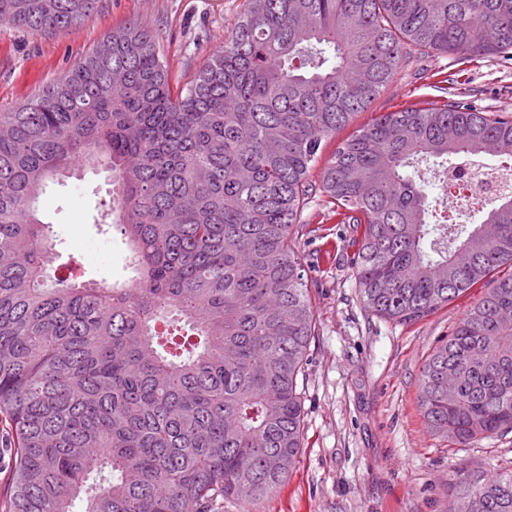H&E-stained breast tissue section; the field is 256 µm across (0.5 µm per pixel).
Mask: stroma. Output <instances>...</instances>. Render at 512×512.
Wrapping results in <instances>:
<instances>
[{"label":"stroma","instance_id":"1","mask_svg":"<svg viewBox=\"0 0 512 512\" xmlns=\"http://www.w3.org/2000/svg\"><path fill=\"white\" fill-rule=\"evenodd\" d=\"M243 0H106L81 26L56 35L23 31L0 20V110L50 85L113 27L137 19L159 34L166 62L188 82L224 44ZM462 84L482 111L512 114V59L467 66L432 52L416 55L371 106L345 127L353 134L377 113L416 103L443 104L441 80ZM108 186L90 171L48 183L38 202L50 226V273L79 267L83 280L121 283L133 275L129 248L110 225L95 221ZM327 198L309 200L297 247L316 318L315 336L299 380L304 447L287 482L262 502L228 503L224 512H450L448 482L467 466L495 475L512 465V432L457 451L428 428L418 406L421 368L467 307L493 287L486 279L422 321L396 325L366 310L354 276L358 250L352 225L329 220Z\"/></svg>","mask_w":512,"mask_h":512}]
</instances>
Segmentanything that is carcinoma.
<instances>
[{
	"mask_svg": "<svg viewBox=\"0 0 512 512\" xmlns=\"http://www.w3.org/2000/svg\"><path fill=\"white\" fill-rule=\"evenodd\" d=\"M103 0H0L25 30L80 26ZM419 51L512 53V0H244L231 38L171 84L150 25L112 28L41 93L0 112V512H224L282 486L303 448L315 335L296 249L322 141ZM512 160V115L462 99L383 112L338 142L318 191L361 230L360 299L411 324L512 266V187L478 224H431L448 160ZM441 163L430 177L417 168ZM104 168L99 216L137 276L51 278L49 181ZM414 168L413 173L406 169ZM432 432L474 448L512 431V273L437 342L419 380ZM454 512H512V469L463 468ZM11 446L12 433L10 426L2 417V420H0V485L2 488L7 484L12 469Z\"/></svg>",
	"mask_w": 512,
	"mask_h": 512,
	"instance_id": "1",
	"label": "carcinoma"
}]
</instances>
